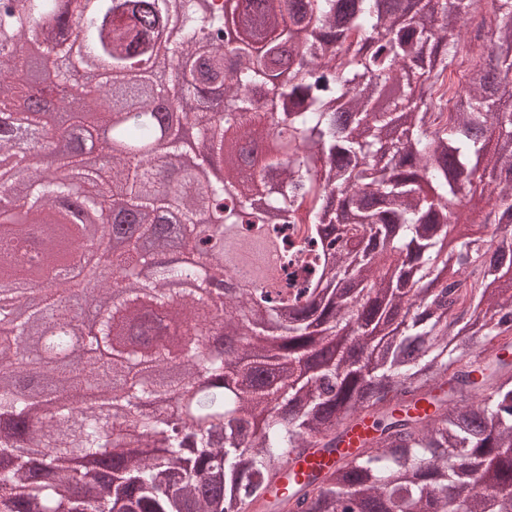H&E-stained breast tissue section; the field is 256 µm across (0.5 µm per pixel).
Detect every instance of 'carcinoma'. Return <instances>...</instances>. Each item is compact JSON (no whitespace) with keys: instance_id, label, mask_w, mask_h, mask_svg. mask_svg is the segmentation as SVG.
<instances>
[{"instance_id":"carcinoma-1","label":"carcinoma","mask_w":512,"mask_h":512,"mask_svg":"<svg viewBox=\"0 0 512 512\" xmlns=\"http://www.w3.org/2000/svg\"><path fill=\"white\" fill-rule=\"evenodd\" d=\"M0 0V236L17 235L46 266L61 254L46 227L80 241L68 200L127 223L118 273L152 265L116 295L103 287L63 304L56 289L0 295V512H512V0H488L464 82L452 76L482 0ZM98 68L82 112L67 103L72 58ZM54 128L98 138L110 171L89 167L81 140L52 169L22 180L16 140ZM202 127L204 159L267 148L202 184L174 160L183 145L158 113ZM487 198L479 228L454 235L462 197ZM245 256L267 252L256 298L221 301L204 267L168 262L177 239L224 235ZM0 279L20 283L5 263ZM134 312L153 379L176 361L183 383L164 394L181 425L140 411L142 381L125 355L92 377L81 349L30 372L49 315L94 322L107 342ZM93 386L105 415L75 422ZM40 396L34 404L31 394ZM370 422L357 448L348 431ZM338 456L298 479L304 456ZM100 467L94 494H74ZM470 491L448 502V489Z\"/></svg>"}]
</instances>
